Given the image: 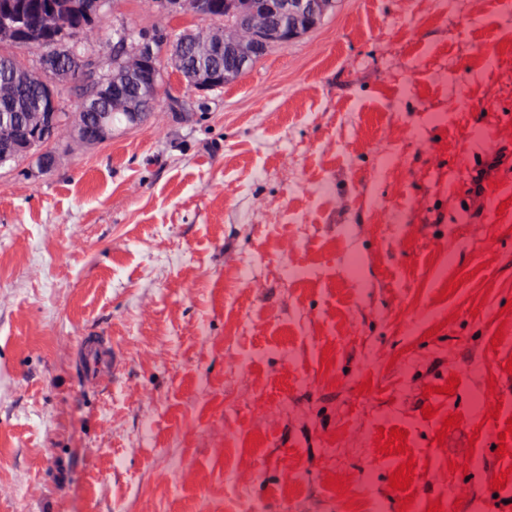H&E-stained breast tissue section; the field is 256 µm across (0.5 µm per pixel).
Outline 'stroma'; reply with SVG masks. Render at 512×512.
Listing matches in <instances>:
<instances>
[{
	"label": "stroma",
	"instance_id": "1",
	"mask_svg": "<svg viewBox=\"0 0 512 512\" xmlns=\"http://www.w3.org/2000/svg\"><path fill=\"white\" fill-rule=\"evenodd\" d=\"M122 22L202 25L109 0L101 62ZM165 88L179 111L0 168V512H512V0H340ZM89 335L116 377L85 380ZM394 427L407 454L364 447ZM503 161L502 152L497 153L491 160L486 161L484 166L477 170L476 175L472 178V187L470 193L475 199L483 196L485 191L484 183L491 176L492 172L501 165ZM80 345L83 354V366L90 380L98 379L119 367L120 357L117 349L103 336H82Z\"/></svg>",
	"mask_w": 512,
	"mask_h": 512
}]
</instances>
